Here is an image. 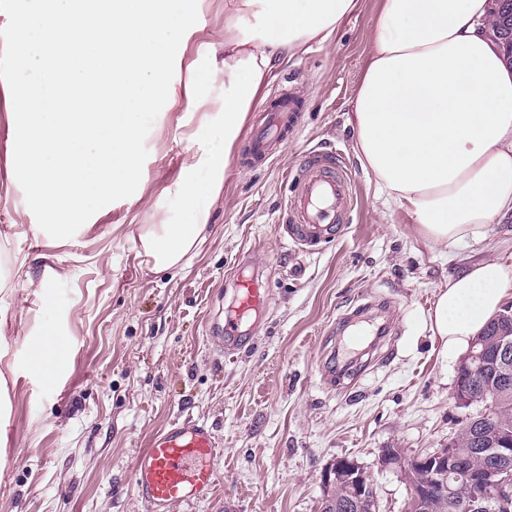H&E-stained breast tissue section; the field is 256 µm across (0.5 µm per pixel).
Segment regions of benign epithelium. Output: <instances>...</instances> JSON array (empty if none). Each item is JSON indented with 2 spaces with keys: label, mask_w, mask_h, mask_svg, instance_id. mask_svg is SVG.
Instances as JSON below:
<instances>
[{
  "label": "benign epithelium",
  "mask_w": 512,
  "mask_h": 512,
  "mask_svg": "<svg viewBox=\"0 0 512 512\" xmlns=\"http://www.w3.org/2000/svg\"><path fill=\"white\" fill-rule=\"evenodd\" d=\"M493 320L502 329L491 343L483 336L473 340L457 366L453 388V398L458 406L483 404L481 417L489 424L496 422V399L491 395L492 388L478 394L472 382L480 379L490 365L494 367L493 374L499 378L506 379L512 374V304L496 314ZM494 447L498 456L506 460L511 458L512 433L497 431ZM381 461L402 474L418 472V479L405 481L407 501L404 512H431L430 498L434 490L446 496L462 482L480 486L483 494L456 502V512H512V467L504 465L489 472L470 468L455 456L451 442L446 448L408 458L397 455L393 448H385ZM321 482L324 487L322 501L329 500L336 487L343 489L346 503L355 512H379L373 483L357 460H337L322 471Z\"/></svg>",
  "instance_id": "obj_1"
}]
</instances>
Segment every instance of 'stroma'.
Listing matches in <instances>:
<instances>
[{
  "mask_svg": "<svg viewBox=\"0 0 512 512\" xmlns=\"http://www.w3.org/2000/svg\"><path fill=\"white\" fill-rule=\"evenodd\" d=\"M381 0H360L331 45L280 68L257 96L287 92L299 107L288 140L269 160L251 155L250 111L211 210V233L189 267L155 275L139 255L138 229L180 175L191 127L210 111L224 78V0H198L173 78L190 88L161 131L148 135L147 181L135 205L113 202L91 226L48 245L28 235L35 217L13 165L10 89L0 79V512H144L133 490L138 452L179 416L218 438L220 487L172 512H319L321 472L340 458L369 473L380 512H403L406 486L381 466L385 448L413 455L450 440L479 406L456 405L457 362H442L428 311L449 276L484 258L512 264V220L475 247L433 245L387 204L355 153L349 122ZM341 154L354 178L352 221L336 240L301 245L284 231L285 171L305 152ZM27 255L15 266L12 253ZM255 276L265 305L241 327L246 349L226 352L210 332L234 304L237 279ZM46 283L67 338L52 389L23 363L43 317L33 286ZM391 335L370 353L348 347L346 317Z\"/></svg>",
  "mask_w": 512,
  "mask_h": 512,
  "instance_id": "35a3bbf8",
  "label": "stroma"
}]
</instances>
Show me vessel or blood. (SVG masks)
Returning <instances> with one entry per match:
<instances>
[{
	"mask_svg": "<svg viewBox=\"0 0 512 512\" xmlns=\"http://www.w3.org/2000/svg\"><path fill=\"white\" fill-rule=\"evenodd\" d=\"M289 103L278 95L266 105V123L257 130L250 152L264 158L284 131V112ZM354 207L352 174L335 153L308 151L294 179L285 222L291 234L307 244L336 238L350 221ZM238 311L246 314L264 302L251 282L237 284ZM217 442L202 422L184 417L156 432L147 448L135 460L133 476L136 494L146 512H171L178 504L200 503L216 492Z\"/></svg>",
	"mask_w": 512,
	"mask_h": 512,
	"instance_id": "b4317fda",
	"label": "vessel or blood"
}]
</instances>
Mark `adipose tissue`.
I'll return each mask as SVG.
<instances>
[{
    "mask_svg": "<svg viewBox=\"0 0 512 512\" xmlns=\"http://www.w3.org/2000/svg\"><path fill=\"white\" fill-rule=\"evenodd\" d=\"M359 0H225L224 90L194 124L180 177L154 205L139 240L151 272L195 256L229 175L247 115L277 65L327 46ZM488 0H382L353 101L357 157L420 233L448 250L483 242L512 217V67L491 38ZM186 214L173 221L169 204ZM512 297V265L481 260L449 277L428 313L439 355L467 351ZM66 340L44 319L30 345L43 371Z\"/></svg>",
    "mask_w": 512,
    "mask_h": 512,
    "instance_id": "obj_1",
    "label": "adipose tissue"
}]
</instances>
